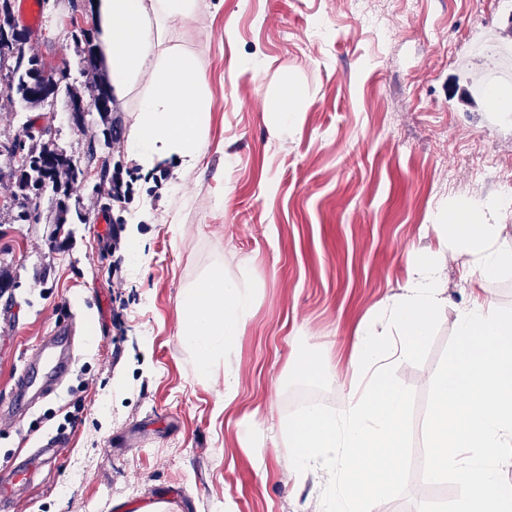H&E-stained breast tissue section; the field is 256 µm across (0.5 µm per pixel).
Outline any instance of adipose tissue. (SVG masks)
Returning a JSON list of instances; mask_svg holds the SVG:
<instances>
[{
	"label": "adipose tissue",
	"mask_w": 512,
	"mask_h": 512,
	"mask_svg": "<svg viewBox=\"0 0 512 512\" xmlns=\"http://www.w3.org/2000/svg\"><path fill=\"white\" fill-rule=\"evenodd\" d=\"M195 9L196 0H92L90 5L112 97L122 99L142 79L151 87L132 130L131 159L146 172L173 157L181 168H194L209 149L202 73L180 51H156L155 19H187ZM507 213H512V196L465 202L448 213L444 243L453 258L470 257L476 280L491 279L512 265V252L502 246V227L495 222ZM251 308L250 296L217 273L185 289L178 336L192 350L200 376H207L215 358L236 340Z\"/></svg>",
	"instance_id": "ef3b65f1"
}]
</instances>
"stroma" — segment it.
<instances>
[{
  "mask_svg": "<svg viewBox=\"0 0 512 512\" xmlns=\"http://www.w3.org/2000/svg\"><path fill=\"white\" fill-rule=\"evenodd\" d=\"M30 46L76 90L106 77L80 51L94 32L89 0H39ZM161 49L204 75L209 150L177 171L142 173L130 134L147 82L112 104L118 139L97 113L48 122L46 141L87 174L54 212L15 221L0 211V460L23 461L49 433L69 438L14 494V512H322V471L288 468L280 428L308 394L346 406L357 329L402 294L414 257L440 250L449 207L504 193L512 120L486 107L476 48L512 36V0H197L188 20L161 17ZM299 89L294 123L273 128L284 82ZM95 156H88V146ZM109 165L100 181L98 163ZM128 186L112 200L113 180ZM137 224L140 249L127 251ZM247 293L250 318L207 378L178 336L185 289L213 268ZM444 305L426 362L397 363L414 389V461L423 456L426 394L457 312L466 268L447 262ZM75 335L58 390L9 412L22 359L50 333ZM323 366L294 371L298 350ZM235 396L222 402L225 375ZM255 416L245 434L241 421ZM413 470L404 496L373 512H416L455 497Z\"/></svg>",
  "mask_w": 512,
  "mask_h": 512,
  "instance_id": "1",
  "label": "stroma"
}]
</instances>
